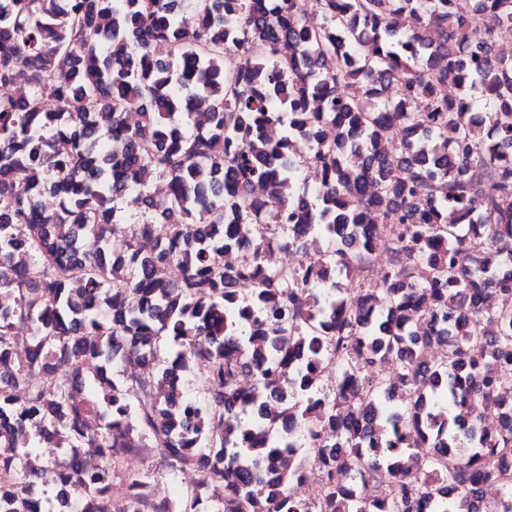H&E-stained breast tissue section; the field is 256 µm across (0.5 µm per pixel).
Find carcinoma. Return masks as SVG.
I'll list each match as a JSON object with an SVG mask.
<instances>
[{
	"label": "carcinoma",
	"instance_id": "cac0c4a2",
	"mask_svg": "<svg viewBox=\"0 0 512 512\" xmlns=\"http://www.w3.org/2000/svg\"><path fill=\"white\" fill-rule=\"evenodd\" d=\"M511 30L512 0H311L306 15L294 0H0V86L24 88L0 96V512H36L32 483L56 512L98 493L121 463L116 409L167 465L132 487L210 468L219 495L181 488L180 512H512V56L495 50ZM189 97L213 128L194 127ZM349 224L391 225L383 287L326 282L372 262L362 238L336 239ZM271 237L303 262L265 261ZM240 243L248 258L224 267ZM435 344L444 360L421 363ZM258 347L255 413L226 424L231 373ZM196 356L207 393H163ZM387 360L398 372L371 381ZM101 365L119 366L106 388ZM483 405L503 414L495 435L474 426ZM44 445L59 453L24 469ZM88 447L100 477L82 474ZM282 448L320 473L311 502L292 499L302 470L278 471Z\"/></svg>",
	"mask_w": 512,
	"mask_h": 512
}]
</instances>
